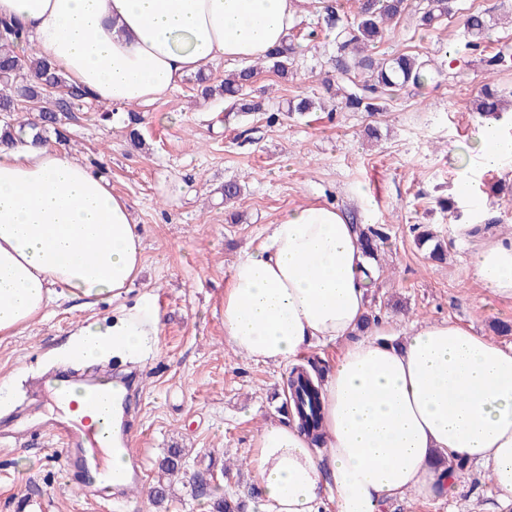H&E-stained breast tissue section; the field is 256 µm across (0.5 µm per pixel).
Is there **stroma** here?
<instances>
[{"instance_id":"35a3bbf8","label":"stroma","mask_w":512,"mask_h":512,"mask_svg":"<svg viewBox=\"0 0 512 512\" xmlns=\"http://www.w3.org/2000/svg\"><path fill=\"white\" fill-rule=\"evenodd\" d=\"M462 12L491 17L490 48L512 45V0H458ZM309 8L294 29L302 43L288 78L260 73L257 112L231 109L223 95L202 97L186 76L160 100L137 105L139 141H131L127 111L104 119L103 105L83 100L65 121L60 151L103 174L132 205L143 238L142 269L119 297L96 304L62 300L22 335L0 337V378H13L9 403L0 407V512H23L41 498L46 512H208L211 496L243 494L258 485L252 464L255 436L270 418L290 411L289 366L256 363L224 342L222 303L232 264L266 235L285 210L309 202L332 204L378 232L370 264L378 278L368 294L370 313L399 328L450 319L512 347V301L496 298L473 276L472 256L487 243L512 237V208L497 183L512 185V160L484 169L476 151L458 160L455 149L474 143L481 121L473 102L484 86H512V69L488 71L477 54L448 59L443 44L459 41L463 26L448 20L418 31L403 15L377 54L409 53L431 60L435 74L396 92L387 112H328L283 116L298 96L326 98L335 81L333 36L306 43L318 28ZM479 192L458 193L463 178ZM244 186L225 206V182ZM451 199L454 211L438 205ZM478 224L479 236L456 237L452 223ZM429 231L447 247L445 261L429 258L417 237ZM150 305L160 327L156 348L141 362L108 357L104 367L136 372L128 417L147 474L125 501L102 503L80 493L64 463L65 449L51 437L50 413L40 384L72 369L66 344L89 323L111 326ZM185 452V479H174L163 504L149 491L169 449ZM205 482L195 491L192 478ZM382 512H512L490 481L468 467L455 495L405 497Z\"/></svg>"}]
</instances>
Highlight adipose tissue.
I'll use <instances>...</instances> for the list:
<instances>
[{"label": "adipose tissue", "instance_id": "1", "mask_svg": "<svg viewBox=\"0 0 512 512\" xmlns=\"http://www.w3.org/2000/svg\"><path fill=\"white\" fill-rule=\"evenodd\" d=\"M308 0H0L39 56L97 102L159 100L187 75L251 61L284 43ZM143 242L126 198L51 146L0 144V335L15 336L63 297L120 296L138 275ZM477 281L512 299V238L474 258ZM375 272L336 207L282 212L232 266L224 341L248 360L297 362L313 345L344 347L320 385L319 439L298 419L267 421L255 440L257 512H381L414 494L459 487L442 462L474 463L512 501V348L451 320L410 331L382 321L356 338ZM159 325L129 314L90 323L79 360L134 357Z\"/></svg>", "mask_w": 512, "mask_h": 512}]
</instances>
